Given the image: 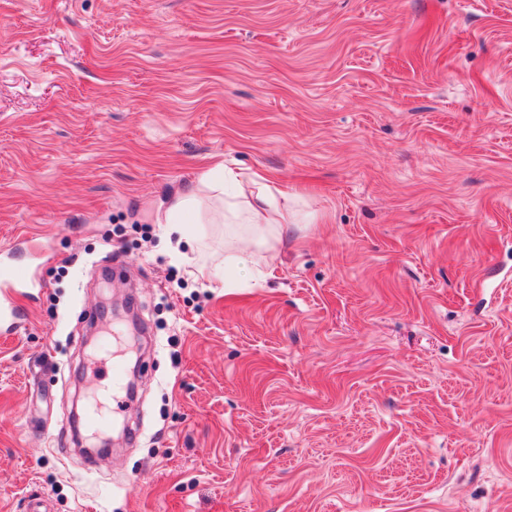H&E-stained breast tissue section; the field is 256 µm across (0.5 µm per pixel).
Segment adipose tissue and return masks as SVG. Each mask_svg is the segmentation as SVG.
<instances>
[{
    "label": "adipose tissue",
    "instance_id": "1",
    "mask_svg": "<svg viewBox=\"0 0 512 512\" xmlns=\"http://www.w3.org/2000/svg\"><path fill=\"white\" fill-rule=\"evenodd\" d=\"M296 195L278 187L260 172L242 173L221 164L201 170L172 202L154 215L165 237L190 240L192 224H220L240 246L229 266L236 279L260 280L257 248L275 252L298 216Z\"/></svg>",
    "mask_w": 512,
    "mask_h": 512
}]
</instances>
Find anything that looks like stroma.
Instances as JSON below:
<instances>
[{
	"mask_svg": "<svg viewBox=\"0 0 512 512\" xmlns=\"http://www.w3.org/2000/svg\"><path fill=\"white\" fill-rule=\"evenodd\" d=\"M302 203L265 280L220 224H156L198 169ZM0 512H512V0H0ZM151 339L121 447L88 312ZM30 280V274L17 268L1 272L0 331L17 333L28 321L29 308L22 302L21 287Z\"/></svg>",
	"mask_w": 512,
	"mask_h": 512,
	"instance_id": "stroma-1",
	"label": "stroma"
}]
</instances>
